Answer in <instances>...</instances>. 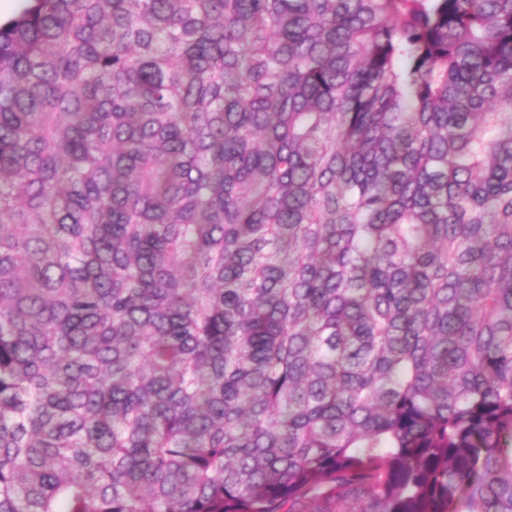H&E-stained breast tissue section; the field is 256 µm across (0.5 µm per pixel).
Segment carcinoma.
<instances>
[{
    "label": "carcinoma",
    "mask_w": 512,
    "mask_h": 512,
    "mask_svg": "<svg viewBox=\"0 0 512 512\" xmlns=\"http://www.w3.org/2000/svg\"><path fill=\"white\" fill-rule=\"evenodd\" d=\"M0 512H512V0L0 23Z\"/></svg>",
    "instance_id": "carcinoma-1"
}]
</instances>
